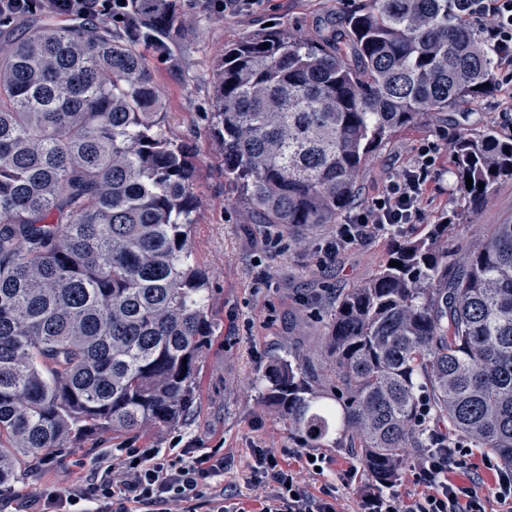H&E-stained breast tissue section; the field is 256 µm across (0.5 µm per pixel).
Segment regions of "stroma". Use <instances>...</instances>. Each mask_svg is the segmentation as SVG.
<instances>
[{"instance_id": "1", "label": "stroma", "mask_w": 512, "mask_h": 512, "mask_svg": "<svg viewBox=\"0 0 512 512\" xmlns=\"http://www.w3.org/2000/svg\"><path fill=\"white\" fill-rule=\"evenodd\" d=\"M365 2L270 0L263 17L254 20L186 10L167 38L169 60H161L149 45L136 46L148 60L165 99L168 130L192 152L194 191L200 206L191 241L196 261L209 277L214 322V335L198 379L197 411L181 427L149 434L143 443L158 448L221 449L227 465L215 483L246 512H257L269 492L253 473L257 448H270L280 455L298 450L322 457L321 470H313L303 460L295 467L312 493L335 486L338 512H354L364 486L372 482L362 461L348 449L330 442L311 448L270 406L263 389L273 357L293 352L313 368H324L331 320L326 300L337 290L367 281L398 237L423 234L454 211L458 219L449 248L460 255L477 246L490 225L512 216V180L499 182L482 205L473 207L453 173L446 171L430 182V202L420 223L409 225L399 235L377 233L332 259L324 246L335 236L337 224L347 222V215H339L336 224L311 227L300 240L285 232L272 239L239 189L225 179L224 158L213 144L206 118L213 67L225 48L260 32L268 22L274 30L316 39L325 27L343 28L348 15ZM487 127L504 137L512 135V112L503 110L494 88L477 101L452 108L447 118L428 115L413 127L391 132L378 145L362 175L357 203L368 204L381 194L387 173L401 164L403 152L424 142L445 147L460 129ZM124 443V437L106 436L91 446L62 449V465L48 470L36 465L20 473L9 490L0 492V499L33 493L45 482L68 487L73 474L67 460H88ZM350 468L357 471V482L341 484V474Z\"/></svg>"}]
</instances>
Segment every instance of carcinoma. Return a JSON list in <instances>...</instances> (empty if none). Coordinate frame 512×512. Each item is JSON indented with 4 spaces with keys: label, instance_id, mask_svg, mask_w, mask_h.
<instances>
[{
    "label": "carcinoma",
    "instance_id": "carcinoma-1",
    "mask_svg": "<svg viewBox=\"0 0 512 512\" xmlns=\"http://www.w3.org/2000/svg\"><path fill=\"white\" fill-rule=\"evenodd\" d=\"M458 4L368 0L332 39L269 31L224 51L210 132L263 223L296 236L336 223L389 133L488 91L494 55ZM138 19L154 40L173 27ZM163 109L146 59L106 20L37 17L0 45V489L60 448L176 429L197 409L209 279L190 238L195 166ZM449 151L473 206L512 179V139L492 128ZM454 219L335 296L321 375L288 355L265 375L294 429L317 446L336 434L379 483L424 447V402L512 461V220L457 259Z\"/></svg>",
    "mask_w": 512,
    "mask_h": 512
}]
</instances>
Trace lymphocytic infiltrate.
<instances>
[{
  "label": "lymphocytic infiltrate",
  "mask_w": 512,
  "mask_h": 512,
  "mask_svg": "<svg viewBox=\"0 0 512 512\" xmlns=\"http://www.w3.org/2000/svg\"><path fill=\"white\" fill-rule=\"evenodd\" d=\"M138 0H0V21L41 12L58 17L84 19L104 17L120 22L131 40L139 35L132 26ZM465 15L488 31L495 54L501 94L512 109V0H463ZM438 144L417 147L410 164L389 181L379 202L355 208L340 225L334 242L326 249L337 252L366 242L381 230H404L418 223L427 202L426 181L438 167ZM433 448L419 464L416 479L425 491L412 501L398 492H376L362 496L359 512H488L489 499L512 505V467L484 457L485 468L496 472L493 495L479 491V478L469 475L458 482L449 477L464 466L465 439L432 437ZM253 469L271 484L261 512H336L332 490L316 496L306 490L293 467L284 465L273 449L254 451ZM72 484L58 489L44 483L32 499L23 501L27 512H231L223 491L214 485L224 471V458L217 451L192 448L126 447L117 453L99 454L92 462L74 460Z\"/></svg>",
  "instance_id": "obj_1"
}]
</instances>
